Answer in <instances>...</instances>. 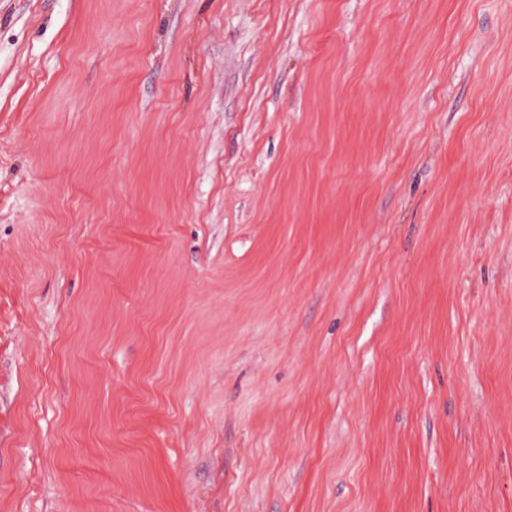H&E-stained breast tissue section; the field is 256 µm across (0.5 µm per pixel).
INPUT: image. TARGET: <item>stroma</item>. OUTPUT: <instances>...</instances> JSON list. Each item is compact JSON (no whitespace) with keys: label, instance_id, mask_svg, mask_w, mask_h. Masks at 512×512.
Wrapping results in <instances>:
<instances>
[{"label":"stroma","instance_id":"stroma-1","mask_svg":"<svg viewBox=\"0 0 512 512\" xmlns=\"http://www.w3.org/2000/svg\"><path fill=\"white\" fill-rule=\"evenodd\" d=\"M0 512H512V0H0Z\"/></svg>","mask_w":512,"mask_h":512}]
</instances>
